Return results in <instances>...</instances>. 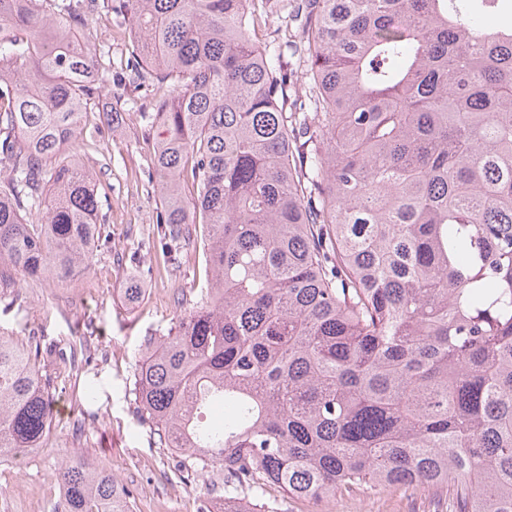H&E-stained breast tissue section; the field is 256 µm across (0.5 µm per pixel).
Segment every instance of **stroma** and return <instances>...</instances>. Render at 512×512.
<instances>
[{
	"label": "stroma",
	"instance_id": "35a3bbf8",
	"mask_svg": "<svg viewBox=\"0 0 512 512\" xmlns=\"http://www.w3.org/2000/svg\"><path fill=\"white\" fill-rule=\"evenodd\" d=\"M131 33L129 19L105 12L82 31L84 42L103 52L112 97L123 105L112 123L91 112V128L76 145L96 173L108 240L95 251L89 269L67 286L27 278L0 289V336L23 342L33 337L46 348L44 371L55 404L44 447L0 463V512H55L62 498V464L73 454L89 458L128 487L132 512L213 508L204 488L181 479L175 454L157 446L156 435L137 420L125 393L147 339L174 329L205 277L197 236L181 244L174 270L163 265L153 167L158 89L147 70L130 62ZM133 279L143 295L130 303L124 291ZM93 372L112 394L91 405L84 385ZM271 497L280 512H433L449 506L445 499L431 505L429 493L404 488L316 503L276 491Z\"/></svg>",
	"mask_w": 512,
	"mask_h": 512
}]
</instances>
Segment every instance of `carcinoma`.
I'll return each mask as SVG.
<instances>
[{
  "label": "carcinoma",
  "instance_id": "cac0c4a2",
  "mask_svg": "<svg viewBox=\"0 0 512 512\" xmlns=\"http://www.w3.org/2000/svg\"><path fill=\"white\" fill-rule=\"evenodd\" d=\"M268 2L106 0L171 81L153 159L170 262L205 225L206 282L145 344L136 417L215 512H277L272 489L394 486L512 512V14L505 0H276L282 25L260 36ZM98 7L0 0V288L67 285L105 238L74 150L112 97L78 41ZM39 357L0 336V461L48 439ZM61 479L65 512H131L86 458Z\"/></svg>",
  "mask_w": 512,
  "mask_h": 512
}]
</instances>
